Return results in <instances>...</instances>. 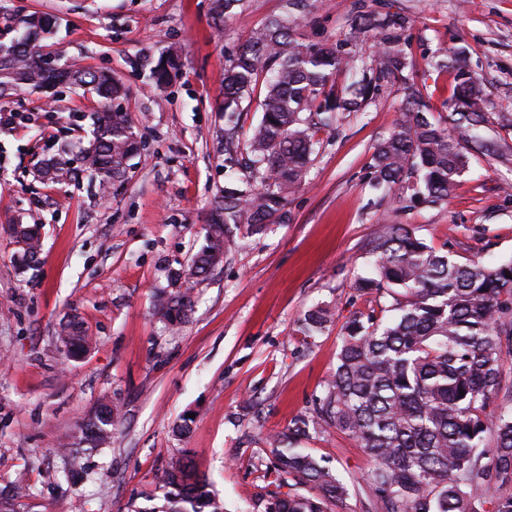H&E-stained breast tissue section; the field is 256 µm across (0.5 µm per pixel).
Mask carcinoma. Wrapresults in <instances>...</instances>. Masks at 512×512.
I'll return each mask as SVG.
<instances>
[{
  "label": "carcinoma",
  "mask_w": 512,
  "mask_h": 512,
  "mask_svg": "<svg viewBox=\"0 0 512 512\" xmlns=\"http://www.w3.org/2000/svg\"><path fill=\"white\" fill-rule=\"evenodd\" d=\"M384 47L369 72L336 89L333 76L356 64L333 47L300 42L288 23L274 19L256 32L226 69L223 97L224 162L249 169L255 190L224 186L207 227L205 244L186 271L203 279L231 249L229 224L257 231L287 217V195L306 182L316 134L338 122L341 111H355L382 82L408 65L404 21L398 16L368 17ZM55 21L32 14L0 52V99L21 86L91 88L104 102L94 113L84 159L99 187L122 179L140 150L129 116L117 102L123 83L112 75L71 63L61 69L42 65L37 49ZM436 69L452 75L450 112L434 118L424 94L408 87L407 101L389 136L373 155L372 187L403 181L410 198L437 204L448 200L468 156L452 129L473 131L487 122L481 84L457 57L441 55ZM176 59L167 57L152 71L159 86L171 81ZM264 83L262 118L238 157L235 129L242 100ZM22 249L19 266L30 267L42 250L37 231ZM372 276L357 288L391 298L380 310L346 322L336 370L316 399L314 413L295 420L272 450L276 490L264 512H328V504L349 494L348 487L299 441L323 423L352 435L370 457L366 483L382 512H512V375L504 355L512 353V261L487 265L460 263L419 238L406 224H391L375 240ZM194 288L165 289L156 308L171 332L191 315ZM329 306L304 313L302 332L313 336L331 321ZM68 355L91 344L80 320L59 324ZM121 422L119 408L104 404L80 428L79 442L100 448L111 442ZM308 487L309 494L296 487ZM288 491H282V488ZM160 488L161 503L135 504L128 512H224V500L199 475L188 455L171 458Z\"/></svg>",
  "instance_id": "carcinoma-1"
}]
</instances>
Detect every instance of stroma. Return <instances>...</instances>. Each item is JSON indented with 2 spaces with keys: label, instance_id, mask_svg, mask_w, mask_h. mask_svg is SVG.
<instances>
[{
  "label": "stroma",
  "instance_id": "35a3bbf8",
  "mask_svg": "<svg viewBox=\"0 0 512 512\" xmlns=\"http://www.w3.org/2000/svg\"><path fill=\"white\" fill-rule=\"evenodd\" d=\"M54 15L48 51L120 78V105L141 142L125 178L101 192L80 150L100 102L91 92L19 88L0 100L13 113L0 127V493L23 481L14 512H127L145 505L171 456L188 453L212 482L226 512H264L273 489L272 438L311 413L336 369L342 326L368 311L375 295L356 290L374 259L372 243L389 224H406L459 261H512V0H242L214 22L211 0H0V28L29 15ZM406 20L407 82L382 84L362 110L318 132L307 182L288 196L285 222L257 233L232 229L235 245L195 283V307L178 335L154 308L201 248L224 188V113L219 93L238 46L275 17L296 37L352 57L369 69L380 35L361 16ZM460 51L484 87L487 122L464 134L469 164L453 194L435 206L408 201L401 186L375 190L372 155L419 87L444 113L448 77L432 56ZM177 54L171 83L150 70ZM496 142L487 153L483 141ZM72 170L66 184L45 180L47 158ZM36 224L41 262L19 271L9 227ZM319 303L334 321L303 335L299 319ZM78 315L93 336L66 358L59 322ZM103 402L120 405L111 444L60 452ZM193 415L187 436L173 426ZM302 447L349 486L331 512H373L365 485L371 460L342 431L322 427Z\"/></svg>",
  "mask_w": 512,
  "mask_h": 512
}]
</instances>
